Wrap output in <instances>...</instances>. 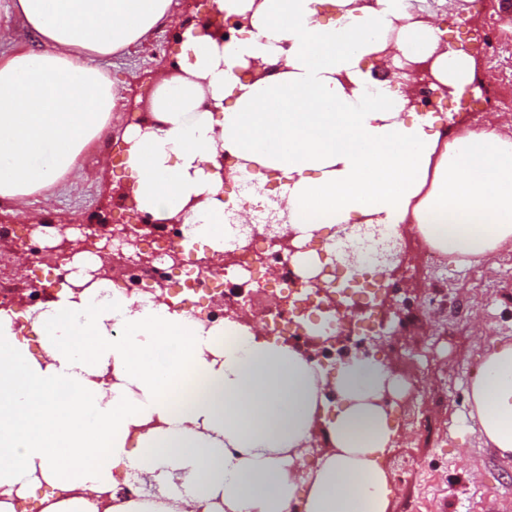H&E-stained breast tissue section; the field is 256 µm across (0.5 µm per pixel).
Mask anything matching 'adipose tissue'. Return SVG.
Here are the masks:
<instances>
[{"label":"adipose tissue","instance_id":"1","mask_svg":"<svg viewBox=\"0 0 512 512\" xmlns=\"http://www.w3.org/2000/svg\"><path fill=\"white\" fill-rule=\"evenodd\" d=\"M330 1L344 2L213 0L253 13L254 30L228 44L183 30L179 65L193 79L175 91L158 75L152 111L126 125L124 191L223 253L225 151L257 183L279 173L298 240L323 234L308 219L323 212L340 224H413L451 263L494 264L512 248V137L490 118L448 141L433 117L414 118L408 94L365 91V60L388 46L429 62L439 90L471 88L478 58L439 48L453 9L415 21L407 0H362L326 23ZM172 2L9 0L6 14L41 46L0 28V200L25 213L73 171L119 99L102 59L170 19ZM253 62L279 71L243 78ZM206 95L219 111H200ZM96 285L98 301L62 289L28 325L0 313V488L63 491L50 512H392L383 456L399 427L378 400L404 384L385 364L354 358L329 373L236 324L219 345L188 313ZM29 331L40 354L22 339ZM467 396L480 442L512 459V342L480 355ZM131 472L156 490L119 501Z\"/></svg>","mask_w":512,"mask_h":512}]
</instances>
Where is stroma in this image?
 Returning a JSON list of instances; mask_svg holds the SVG:
<instances>
[{
	"label": "stroma",
	"mask_w": 512,
	"mask_h": 512,
	"mask_svg": "<svg viewBox=\"0 0 512 512\" xmlns=\"http://www.w3.org/2000/svg\"><path fill=\"white\" fill-rule=\"evenodd\" d=\"M174 22L159 23L138 45L103 60L118 88L120 110L112 129L96 139L51 199L37 196L30 210L47 224H93L117 217L119 197H108L125 180L120 165L122 132L144 94L153 92L156 71L177 61L182 26L201 23L204 11L173 0ZM449 43L477 48L480 75L488 76L478 102L452 100L456 120L478 126L487 115L512 123V30L505 28L496 0H471L467 24L450 25ZM402 249L404 262L387 273L376 292L389 303L396 328L375 348L401 379L418 378L396 413L401 437L385 464L394 481L393 512H512V460L481 447L469 430L466 390L476 357L498 339L512 340V251L495 269L474 263L430 267L414 231Z\"/></svg>",
	"instance_id": "stroma-1"
}]
</instances>
